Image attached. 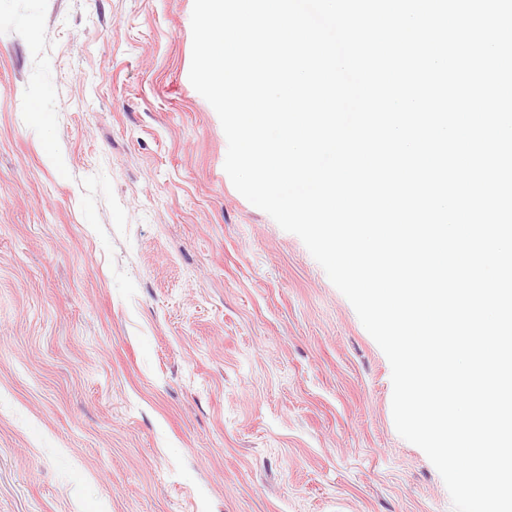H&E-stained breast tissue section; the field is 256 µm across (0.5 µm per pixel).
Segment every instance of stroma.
I'll use <instances>...</instances> for the list:
<instances>
[{
  "label": "stroma",
  "instance_id": "stroma-1",
  "mask_svg": "<svg viewBox=\"0 0 512 512\" xmlns=\"http://www.w3.org/2000/svg\"><path fill=\"white\" fill-rule=\"evenodd\" d=\"M193 0H0V512H452L390 364L224 170Z\"/></svg>",
  "mask_w": 512,
  "mask_h": 512
}]
</instances>
